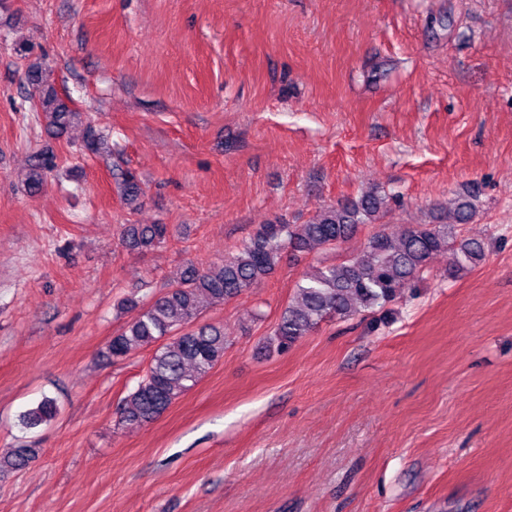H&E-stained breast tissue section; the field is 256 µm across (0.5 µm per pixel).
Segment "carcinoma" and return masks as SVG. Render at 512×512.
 Here are the masks:
<instances>
[{
	"label": "carcinoma",
	"mask_w": 512,
	"mask_h": 512,
	"mask_svg": "<svg viewBox=\"0 0 512 512\" xmlns=\"http://www.w3.org/2000/svg\"><path fill=\"white\" fill-rule=\"evenodd\" d=\"M47 132L60 137L68 132L80 114L58 99L52 90L39 98ZM54 165L43 156L29 170L25 185L39 192L46 173ZM122 194L130 205H139L141 188L134 175L120 174ZM389 197L374 187L358 197L322 208L305 224L267 223L220 264L198 267L188 264L180 281L152 302L138 306L134 300L124 309L135 312L124 329L112 337L109 356L122 360L132 352L157 345L150 364L137 387L119 406V420L125 426H141L161 416L190 384L224 358V328L215 325L193 327L203 308L222 303L254 287L279 265L284 251L307 253L318 246L344 242L364 224L377 222ZM476 205L471 200L456 203L454 218L464 224ZM165 224H134L125 229L129 246L150 250L165 241ZM453 238L450 224H412L397 234H372L359 255L325 265L298 283L288 307L282 312L269 341L284 351L302 339L326 317L345 319L355 314H372L383 308L422 277L432 256L448 249ZM460 268L485 258L484 244L478 240L460 243ZM57 414L54 399L43 397L37 406L20 415L21 424L34 429L49 423ZM39 449L19 446L0 457L3 470L21 471L37 460Z\"/></svg>",
	"instance_id": "cac0c4a2"
}]
</instances>
